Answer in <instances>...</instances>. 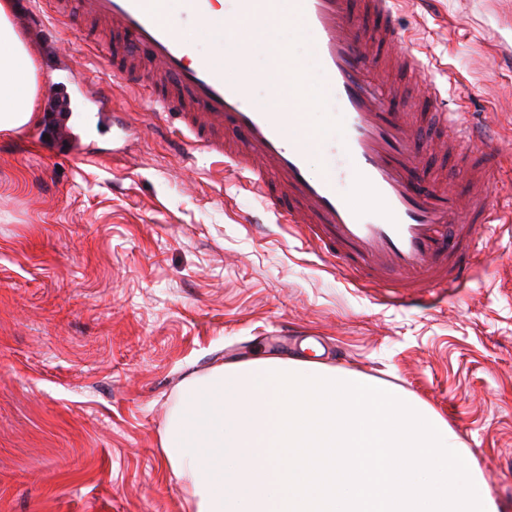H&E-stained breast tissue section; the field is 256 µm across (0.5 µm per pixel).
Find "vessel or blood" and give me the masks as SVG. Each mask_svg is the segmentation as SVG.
Instances as JSON below:
<instances>
[{"label": "vessel or blood", "mask_w": 512, "mask_h": 512, "mask_svg": "<svg viewBox=\"0 0 512 512\" xmlns=\"http://www.w3.org/2000/svg\"><path fill=\"white\" fill-rule=\"evenodd\" d=\"M167 0H55V11L73 28L89 17L112 25L129 48L128 62L147 76L165 78L170 94L158 104L193 136L192 148L244 174L287 222L304 225L310 240L335 258L345 277L399 289L400 303L420 306L424 287L460 283L479 250L482 229L512 221L490 204L497 162L483 150L484 132L468 126L459 109L430 94L419 111L405 110L403 95L384 89L374 73L402 69L420 76L411 55L395 53L398 0H290L304 27L315 34L313 54L336 94L344 130L342 153L375 207L360 209L336 190L339 170L321 174L309 166L302 137L286 126L305 127L302 112L273 113L254 106L244 83L228 76L218 59H198ZM209 0H183L186 14L220 29ZM441 133L449 156L474 170L473 193L481 202L459 214L457 199L439 193V170L423 158L429 132Z\"/></svg>", "instance_id": "obj_1"}]
</instances>
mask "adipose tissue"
I'll use <instances>...</instances> for the list:
<instances>
[{
  "mask_svg": "<svg viewBox=\"0 0 512 512\" xmlns=\"http://www.w3.org/2000/svg\"><path fill=\"white\" fill-rule=\"evenodd\" d=\"M10 0H0V132L27 125L34 112L36 67L12 22ZM307 33L292 15L289 0H272L263 15L235 8L225 22L221 41L225 53L240 45L258 48L265 58L263 108L276 113L309 112L321 105L329 88L315 81L313 56L293 51L291 42Z\"/></svg>",
  "mask_w": 512,
  "mask_h": 512,
  "instance_id": "1",
  "label": "adipose tissue"
}]
</instances>
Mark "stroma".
I'll use <instances>...</instances> for the list:
<instances>
[{
  "label": "stroma",
  "instance_id": "obj_1",
  "mask_svg": "<svg viewBox=\"0 0 512 512\" xmlns=\"http://www.w3.org/2000/svg\"><path fill=\"white\" fill-rule=\"evenodd\" d=\"M37 67L34 116L0 134V512H181L160 436L182 382L292 358L390 381L446 419L512 512V223L465 284L422 308L361 287L102 61L122 35L12 14ZM401 52L465 95L512 209V0H403ZM101 86L121 122L83 95ZM69 137L55 142L57 124Z\"/></svg>",
  "mask_w": 512,
  "mask_h": 512
}]
</instances>
